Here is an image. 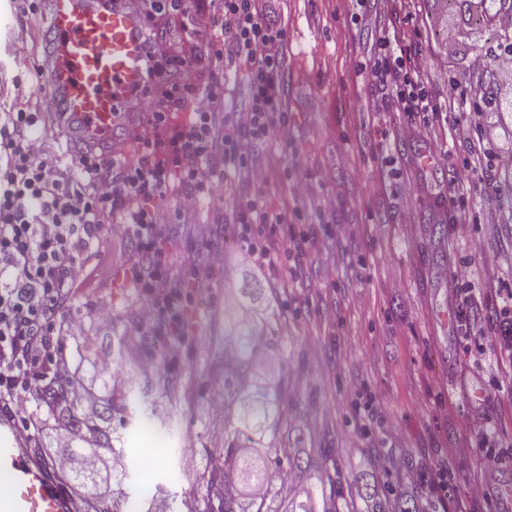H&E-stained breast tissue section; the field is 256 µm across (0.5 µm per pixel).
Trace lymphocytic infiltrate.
I'll list each match as a JSON object with an SVG mask.
<instances>
[{"instance_id": "lymphocytic-infiltrate-1", "label": "lymphocytic infiltrate", "mask_w": 512, "mask_h": 512, "mask_svg": "<svg viewBox=\"0 0 512 512\" xmlns=\"http://www.w3.org/2000/svg\"><path fill=\"white\" fill-rule=\"evenodd\" d=\"M270 2L217 0L216 9L199 12L196 19L194 35L205 55L182 56L163 28L183 11L185 0H150L146 18L156 32L148 43L153 63L148 119L126 137L137 148L136 159L85 152L65 164L37 152L30 134L58 113L52 93L35 98L15 92L9 109L0 112V412L21 414L47 382L71 383L62 312L84 276L80 258L101 232L134 245L122 269L145 294L132 312L136 328L163 321L175 337L184 333L190 284L223 268L224 250H196L189 262L192 277L184 279L170 271L163 248L167 230L199 223L201 202L216 199L228 177L255 189L235 202L244 226L236 263L263 260L276 271L301 257L293 234L275 251L263 246L268 225L287 223L288 217L261 201L267 175L258 156L271 141L287 144L291 126L277 89L287 34L272 19ZM375 28L378 38L365 65L373 88L369 111L436 118L452 112L463 118L462 137L481 145L471 99L461 95L445 104L434 99L423 82L427 60L404 52L394 21L377 22ZM228 60L246 69L242 104L231 112L221 107ZM171 66L184 74L203 66L211 77L179 122L169 111L175 91L167 74Z\"/></svg>"}]
</instances>
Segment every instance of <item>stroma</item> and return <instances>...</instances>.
Segmentation results:
<instances>
[{
    "label": "stroma",
    "mask_w": 512,
    "mask_h": 512,
    "mask_svg": "<svg viewBox=\"0 0 512 512\" xmlns=\"http://www.w3.org/2000/svg\"><path fill=\"white\" fill-rule=\"evenodd\" d=\"M384 12L399 17L404 47L429 61L425 85L434 98H477L495 185L466 175L469 146L455 119L417 120L415 136L401 141L393 132L410 121L406 114L368 111L370 84L359 65L375 32L361 18ZM274 15L287 31L280 88L292 124L287 148L266 160L262 202L295 214L286 178L298 172L312 175L335 207L321 222L303 219L268 233V248L293 231L306 250L276 273L232 263L242 244L232 201L249 194L245 185L226 184L223 201L204 204L206 224L171 225L176 272L186 273L190 255L206 242L222 246L226 258L185 313V389L177 408L158 400L147 432L129 439L130 447L155 448L152 466L128 467L122 483L112 478L69 491L79 501L92 495L108 502L123 491L139 498L143 512L157 498L167 512H189L224 442V421L211 411L222 400L224 303L230 289L250 281L271 289L264 305L287 321L282 334L291 351L272 360L294 373L297 400L287 427L297 455L315 445L334 448L349 485L374 484L379 493L415 500L423 512H503L512 504L502 496L512 487V351L466 333L447 280L469 289L480 327L491 331L512 290V112L479 99L483 78L469 58L512 46V32L478 21L474 0H276ZM46 17L43 10L18 17L11 0H0V107L13 96L15 36L38 32ZM476 241L482 252L473 251ZM127 253L105 232L81 258L84 279L64 318L80 323L83 335L64 349L87 379L95 356L112 352V332L98 326L94 309L106 302L124 312L144 300L120 270ZM475 405L487 415L479 431L467 420ZM465 440L473 449L458 454ZM488 446L503 463L488 500L476 502L470 483ZM393 458L416 470L448 468L447 489L400 483Z\"/></svg>",
    "instance_id": "35a3bbf8"
}]
</instances>
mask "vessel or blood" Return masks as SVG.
Masks as SVG:
<instances>
[{
    "instance_id": "obj_1",
    "label": "vessel or blood",
    "mask_w": 512,
    "mask_h": 512,
    "mask_svg": "<svg viewBox=\"0 0 512 512\" xmlns=\"http://www.w3.org/2000/svg\"><path fill=\"white\" fill-rule=\"evenodd\" d=\"M145 20L124 0H50L39 67L76 139L118 144L132 100L147 84ZM0 512H73L68 491L27 446L16 418L0 415Z\"/></svg>"
}]
</instances>
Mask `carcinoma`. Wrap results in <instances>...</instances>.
Segmentation results:
<instances>
[{
  "mask_svg": "<svg viewBox=\"0 0 512 512\" xmlns=\"http://www.w3.org/2000/svg\"><path fill=\"white\" fill-rule=\"evenodd\" d=\"M135 325L125 319L121 331L112 332V364L123 366V348L130 339ZM143 357L157 359L160 370L146 379L143 387L119 382L108 375L100 376L102 383L95 417L83 418L79 403L69 398V384H51L37 397L47 415L67 424L76 435L68 436V457L73 461L70 477L79 483L92 473L81 462L85 457L104 449L122 457L127 455L126 436L131 432V413L135 400L167 398L168 402L179 393V360L183 343L162 334V325L145 330L137 336ZM281 344L280 325L276 321L247 315L224 318V408L230 416L224 418V447L216 449L224 462V471L210 474L206 493L190 512H244L239 495L226 488L225 476L233 474L244 485L263 489L251 499L252 512H276L271 504L288 497L294 488L285 481H276L275 475L305 474L311 467V457L301 458L280 446L278 431L282 420L285 399L290 395L293 374L283 368L274 377H252L260 358L268 355ZM96 447L88 450V439ZM264 444L268 456L264 464L251 460L244 449L252 444ZM305 499H291V512H358L355 500L349 493L338 465L315 477V482L303 489ZM361 500H374V512H420L417 504L403 498L376 499V489L367 484L359 495ZM137 504L128 495L122 496V508L108 507L94 498L85 502V512H124Z\"/></svg>",
  "mask_w": 512,
  "mask_h": 512,
  "instance_id": "1",
  "label": "carcinoma"
}]
</instances>
